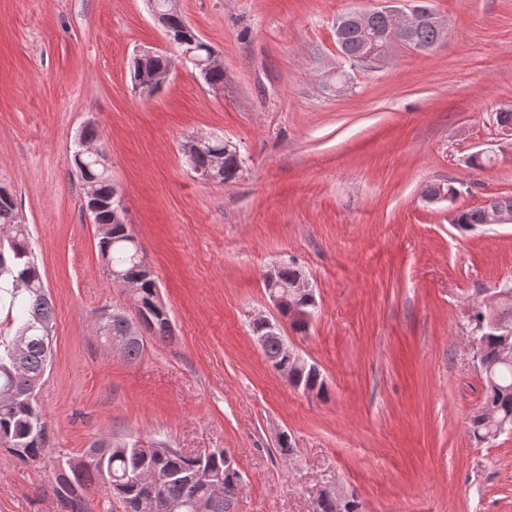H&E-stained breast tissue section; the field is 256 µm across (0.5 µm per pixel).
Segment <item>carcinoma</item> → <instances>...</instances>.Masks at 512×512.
I'll use <instances>...</instances> for the list:
<instances>
[{
    "label": "carcinoma",
    "mask_w": 512,
    "mask_h": 512,
    "mask_svg": "<svg viewBox=\"0 0 512 512\" xmlns=\"http://www.w3.org/2000/svg\"><path fill=\"white\" fill-rule=\"evenodd\" d=\"M166 32L172 42L186 43L194 56L206 58L216 55L208 44L174 12L170 15ZM388 20L376 13L370 27L352 24L346 30L341 50L351 58L356 57L374 39L377 45L385 42ZM441 31L431 25H421L411 34V41L434 48L440 44ZM173 67L171 57L158 54L150 59L135 58L131 79L133 85L145 83L152 70ZM224 155V178L235 179L241 170L235 155L224 153V141L214 140L197 149L193 165L200 170L210 167L212 158ZM72 166L79 170L81 179L93 182L100 203L96 220L109 223L112 204V180L98 168L86 172L76 155L70 156ZM482 211L475 207L459 210L453 225L469 231L483 224ZM10 231L11 240L0 244V312H5L6 332H0V445L22 464L41 462L48 453L47 423L38 407L36 396L29 393L31 386L41 387L50 352L45 330L53 329V304L47 295L35 253L29 240L26 225L13 197L0 195V231ZM99 251L108 267L121 274L125 280L137 285L132 297L131 315L138 318L143 329L156 340L165 342L172 338L171 316L167 306L155 296L158 281L140 256L141 248L130 226L112 224L108 236L100 237ZM471 331L481 342L482 362L493 366L492 372L483 374L485 395L481 410L470 416L467 432L478 444L498 435L502 426L512 429V363L497 362L504 337L483 320L479 306H474L470 316ZM129 325L121 319L106 320L99 325L104 341L128 334ZM295 386L310 394L324 391L323 376L314 364H306L294 371ZM99 458L88 463L84 457L65 461L66 476L54 477L52 490L60 506L80 512L84 493L92 485L103 482L110 492L120 499L125 512H157L156 500L163 497L178 505L177 512H193L192 501L204 491L192 483L193 473L205 467L216 481L223 483L228 500H233L234 486L230 473H239L229 461L224 450L218 449L199 460L175 448L165 446L143 447L138 443L111 442L107 448L98 449ZM163 471L169 480L158 490L149 492L131 480L136 472Z\"/></svg>",
    "instance_id": "cac0c4a2"
}]
</instances>
